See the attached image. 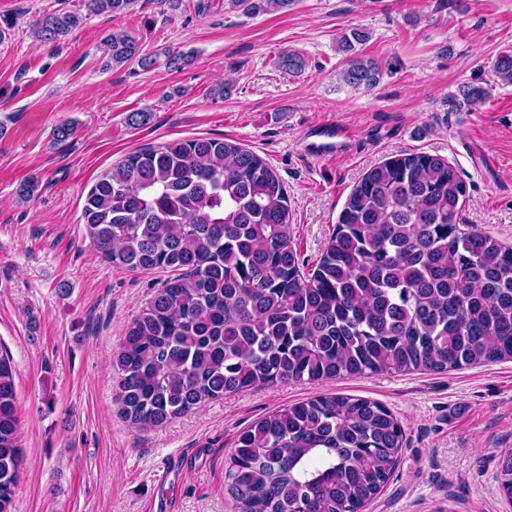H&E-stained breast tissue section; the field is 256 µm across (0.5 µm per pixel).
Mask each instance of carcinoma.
<instances>
[{
  "label": "carcinoma",
  "instance_id": "cac0c4a2",
  "mask_svg": "<svg viewBox=\"0 0 512 512\" xmlns=\"http://www.w3.org/2000/svg\"><path fill=\"white\" fill-rule=\"evenodd\" d=\"M138 0H83L90 14ZM250 15L295 0H230ZM81 14L34 22L57 42ZM368 39L338 40L341 80L372 88L382 66L354 56ZM112 67L157 58L126 31L106 44ZM290 74L296 52L279 57ZM512 85V54L492 67ZM477 106L489 90L459 89ZM466 186L447 160L392 157L351 192L312 272L289 233L284 182L253 151L219 138L141 148L104 172L82 209L87 236L111 264L173 272L127 325L111 365L115 405L150 429L207 401L256 386L379 373L448 372L512 359V247L457 224ZM15 369L0 352V512H13L23 466ZM404 430L383 404L325 394L288 404L244 430L226 471L238 512H361L387 484ZM500 492L512 502V451L500 455Z\"/></svg>",
  "mask_w": 512,
  "mask_h": 512
}]
</instances>
